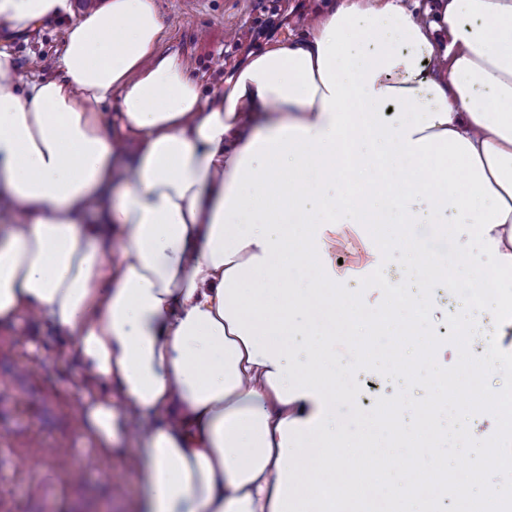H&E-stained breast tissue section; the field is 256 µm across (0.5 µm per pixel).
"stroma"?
<instances>
[{"label":"stroma","instance_id":"obj_1","mask_svg":"<svg viewBox=\"0 0 512 512\" xmlns=\"http://www.w3.org/2000/svg\"><path fill=\"white\" fill-rule=\"evenodd\" d=\"M158 0L168 29L167 45L182 49L207 92L222 87L227 69L244 51L296 35L321 0ZM64 27L45 24L26 36L0 35L18 61L17 75L53 76L63 46ZM0 342L12 366L0 369V449L20 457L0 470V503L7 512H137L142 491L132 474L135 448L125 439L115 453L80 435L87 394L80 381L75 342L57 336L35 318L0 324Z\"/></svg>","mask_w":512,"mask_h":512}]
</instances>
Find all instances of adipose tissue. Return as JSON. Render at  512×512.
I'll return each mask as SVG.
<instances>
[{
	"label": "adipose tissue",
	"instance_id": "obj_1",
	"mask_svg": "<svg viewBox=\"0 0 512 512\" xmlns=\"http://www.w3.org/2000/svg\"><path fill=\"white\" fill-rule=\"evenodd\" d=\"M47 21L57 75L0 48V322L75 337L83 430L137 441L139 512H364L376 483L434 512L426 482L512 512V402L429 331L453 272L497 289L458 335L512 340V0H330L210 97L156 0H0L11 33ZM420 224L472 244L430 262ZM363 371L425 382L419 411L340 420ZM336 258L343 260V264L336 263V266L340 269H347L361 266L364 263L365 255L358 241L350 238L339 247Z\"/></svg>",
	"mask_w": 512,
	"mask_h": 512
}]
</instances>
